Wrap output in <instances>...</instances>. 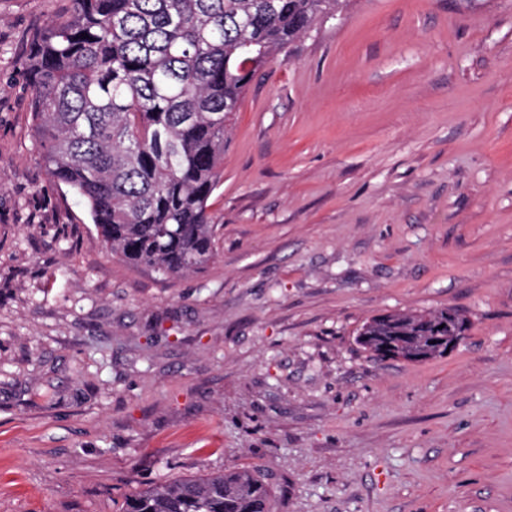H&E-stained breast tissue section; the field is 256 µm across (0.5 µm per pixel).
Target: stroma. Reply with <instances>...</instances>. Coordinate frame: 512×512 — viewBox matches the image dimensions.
Masks as SVG:
<instances>
[{"mask_svg": "<svg viewBox=\"0 0 512 512\" xmlns=\"http://www.w3.org/2000/svg\"><path fill=\"white\" fill-rule=\"evenodd\" d=\"M0 0V512H119L227 467L276 512H512V0H345L250 84L175 279L106 250L32 131ZM454 307L448 355L362 325Z\"/></svg>", "mask_w": 512, "mask_h": 512, "instance_id": "stroma-1", "label": "stroma"}]
</instances>
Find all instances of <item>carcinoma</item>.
I'll return each instance as SVG.
<instances>
[{
	"mask_svg": "<svg viewBox=\"0 0 512 512\" xmlns=\"http://www.w3.org/2000/svg\"><path fill=\"white\" fill-rule=\"evenodd\" d=\"M339 0H72L33 36L32 127L53 181L88 209L107 249L164 279L217 251L208 200L224 178V135L265 67ZM88 38H81V34ZM448 307L363 324L371 354L399 343L442 357L433 325ZM120 512H274L266 476L233 468L145 488Z\"/></svg>",
	"mask_w": 512,
	"mask_h": 512,
	"instance_id": "obj_1",
	"label": "carcinoma"
}]
</instances>
